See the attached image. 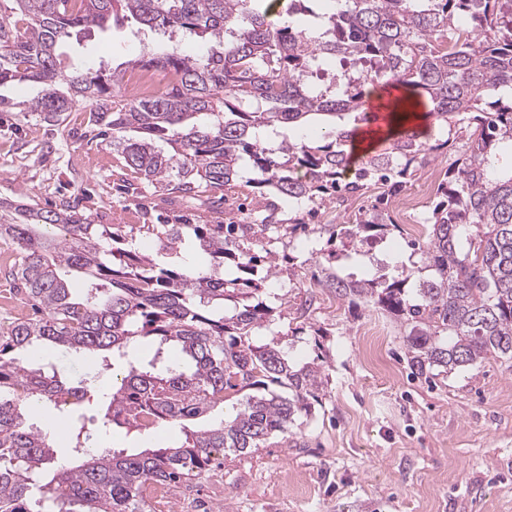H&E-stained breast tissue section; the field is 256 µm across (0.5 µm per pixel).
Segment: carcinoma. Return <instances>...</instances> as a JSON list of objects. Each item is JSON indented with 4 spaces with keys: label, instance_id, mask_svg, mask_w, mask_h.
Segmentation results:
<instances>
[{
    "label": "carcinoma",
    "instance_id": "carcinoma-1",
    "mask_svg": "<svg viewBox=\"0 0 512 512\" xmlns=\"http://www.w3.org/2000/svg\"><path fill=\"white\" fill-rule=\"evenodd\" d=\"M0 12V87L36 82L23 111L47 121L89 107L99 134L112 131L115 173L160 185L161 224H141L158 253L193 235L195 259L157 262L120 247L113 224H93L78 206L0 204V237L21 255L17 277L36 318L0 341V512H154L147 483L170 486L224 464L227 450L252 453L294 435L323 392V366L256 340L273 308L260 297L276 265L243 242L283 226L281 202H324L380 184L396 196L428 155L453 145L429 142L406 124L389 147L354 167L346 146L369 120L364 101L384 83L428 100L435 123L466 132L462 161L448 173L426 219L422 264L359 277L328 252L320 284L384 310L404 327L412 374L434 378L492 357L512 361V0H327L322 13L292 0L272 18L263 0H10ZM134 19L168 41L199 37L192 54L153 52L117 71L63 65L58 48L73 32ZM166 79L133 98L125 75ZM326 126L311 139L301 127ZM353 122H348V119ZM268 201L241 224H224L222 205L239 194L240 173ZM353 180H346L347 173ZM197 201L213 223L179 208ZM398 226L382 209L354 224H330L328 241L352 250ZM36 344L120 366L102 425L139 435L134 450L88 447L83 416L70 409L95 380L58 377L52 361L12 355ZM154 347L148 359L138 347ZM247 390L231 420L194 430L188 423ZM56 413L30 421L33 405ZM64 424L74 463L57 461L51 434ZM177 424L179 445L150 438Z\"/></svg>",
    "mask_w": 512,
    "mask_h": 512
}]
</instances>
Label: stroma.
<instances>
[{
  "label": "stroma",
  "instance_id": "1",
  "mask_svg": "<svg viewBox=\"0 0 512 512\" xmlns=\"http://www.w3.org/2000/svg\"><path fill=\"white\" fill-rule=\"evenodd\" d=\"M146 48L165 45L129 21L82 31L59 51L71 63L114 68ZM87 120L67 112L52 126L35 112H0V200L87 203L91 223L121 225L125 248L153 254L152 238L138 227L156 221L146 211L155 188L117 190L112 147L92 137ZM315 211L305 230L257 236L251 248L280 260L262 294L274 310L266 337L304 360H322L321 402L297 435L227 453L223 467L172 485L164 512H512V367L491 358L431 380L413 377L393 318L322 287L315 262H285L304 239L327 249L324 227L342 212L332 203ZM19 260L15 244L0 238V336L32 314L15 288ZM372 324L385 333L376 364L365 351ZM80 411L94 443L141 447L136 435L103 428L96 389Z\"/></svg>",
  "mask_w": 512,
  "mask_h": 512
}]
</instances>
